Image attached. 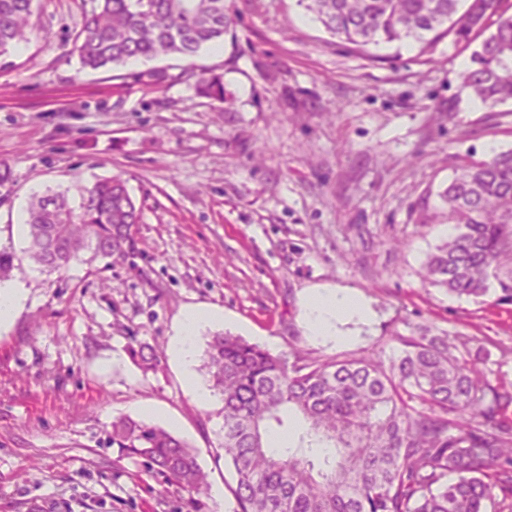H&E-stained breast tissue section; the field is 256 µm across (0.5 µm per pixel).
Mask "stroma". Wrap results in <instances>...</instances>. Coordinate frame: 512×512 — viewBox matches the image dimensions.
<instances>
[{
  "label": "stroma",
  "instance_id": "1",
  "mask_svg": "<svg viewBox=\"0 0 512 512\" xmlns=\"http://www.w3.org/2000/svg\"><path fill=\"white\" fill-rule=\"evenodd\" d=\"M228 3L223 45L191 58L82 68L92 0H34L28 43L0 53V245L22 253L28 200L49 186L118 177L141 213L133 261L20 278L26 300L0 325V512H188L185 490L112 447L119 416L197 448L224 502L193 508L234 512L222 404L196 399L174 353L192 308L222 316L194 338L200 381L221 332L312 357L388 348L409 324L464 337L479 358L485 337L512 346V304L457 300L418 276L445 227L417 223L415 205L463 158L512 149V103L483 108L461 85L467 44L395 60L331 37L296 0ZM151 70L170 82H140ZM210 70L232 106L197 94ZM316 288L363 300L372 319L346 323L342 344L311 335ZM137 342L157 371L132 361ZM129 354L135 364L144 372L154 370L158 365V358L153 348L147 343H138L129 346Z\"/></svg>",
  "mask_w": 512,
  "mask_h": 512
}]
</instances>
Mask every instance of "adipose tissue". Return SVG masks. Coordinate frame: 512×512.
Returning a JSON list of instances; mask_svg holds the SVG:
<instances>
[{"label": "adipose tissue", "instance_id": "obj_1", "mask_svg": "<svg viewBox=\"0 0 512 512\" xmlns=\"http://www.w3.org/2000/svg\"><path fill=\"white\" fill-rule=\"evenodd\" d=\"M370 310L361 302L333 291L313 292L306 302V318L312 335L332 336L337 342H346L344 332L336 328L337 321L352 318L368 321Z\"/></svg>", "mask_w": 512, "mask_h": 512}]
</instances>
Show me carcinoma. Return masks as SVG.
Here are the masks:
<instances>
[{
	"label": "carcinoma",
	"mask_w": 512,
	"mask_h": 512,
	"mask_svg": "<svg viewBox=\"0 0 512 512\" xmlns=\"http://www.w3.org/2000/svg\"><path fill=\"white\" fill-rule=\"evenodd\" d=\"M331 35L359 52L370 45L432 55L448 35L476 44L461 69L471 99L492 108L512 99V0H297ZM33 0H0V52L28 42ZM227 0H97L75 39L90 70L196 55L224 42ZM200 95L224 104L223 76L199 79ZM31 196L24 222L31 270L129 258L140 213L126 183L101 178L77 190ZM424 198L420 224L452 225L422 264V279L458 299L512 303V150L469 160ZM24 272L0 248V282ZM388 356L364 349L312 358L274 354L218 333L203 369L222 403L224 460L234 469V512H498L512 509V391L470 357L466 343L432 326L389 337ZM143 371L158 365L147 343L129 346ZM292 411L305 428L293 448L267 450L265 432ZM110 442L186 490L208 491L198 450L169 431L120 416Z\"/></svg>",
	"instance_id": "carcinoma-1"
}]
</instances>
